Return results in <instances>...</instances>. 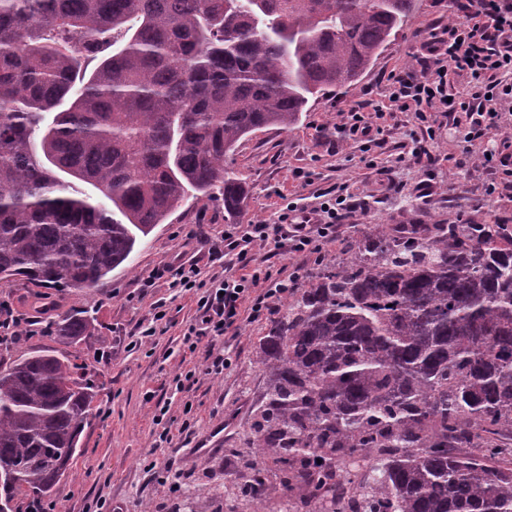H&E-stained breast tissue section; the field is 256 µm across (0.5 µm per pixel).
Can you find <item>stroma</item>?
Returning <instances> with one entry per match:
<instances>
[{"instance_id":"1","label":"stroma","mask_w":512,"mask_h":512,"mask_svg":"<svg viewBox=\"0 0 512 512\" xmlns=\"http://www.w3.org/2000/svg\"><path fill=\"white\" fill-rule=\"evenodd\" d=\"M438 18L459 22L453 0H419L403 34L387 45L358 83L328 89L291 129L264 128L239 142L231 158V169L244 188L237 223H274L284 197L344 186L354 207L339 238L324 247L327 258L346 248L360 224H384L395 230L414 224L428 234L451 224H504L512 229V181H499L495 196L486 197L491 170L467 159L465 145L444 113L432 115V140L409 112L386 115L383 133L369 147L336 132L350 108L382 104L389 73L418 69L421 46ZM421 143L435 159L428 170L413 154ZM451 157L463 160V167L449 166ZM381 168L389 170L392 189L379 186L376 172ZM299 169L311 172V184L295 178ZM227 222L221 195H191L138 246L125 269L114 271L95 288H45L37 294L18 281L0 283V303L38 320L36 335H22L0 346V364L9 365L35 348L71 354L95 386L70 475L49 496L55 512H171L183 490L210 480L223 482L224 451L239 447L246 438L264 391L255 349L271 319L245 321L236 337L225 338L232 366L224 374L209 375L208 341L193 351L183 342L184 331L197 315L196 296L169 288L164 278L147 290L142 284L178 254L198 261L204 275L222 274L221 263L210 262L196 246L184 245L178 232L198 224L217 238ZM156 302L164 304L166 320L158 322L151 340L134 345L140 323L147 321ZM76 310L87 312L94 328L74 343L60 337L55 325ZM186 373L193 376L190 390L176 392L174 377ZM160 398L171 399L172 404L157 426L152 417ZM186 421L192 424L188 435L181 431ZM164 428L169 439L163 443L158 435ZM169 460L179 473L180 489L167 494L146 467Z\"/></svg>"}]
</instances>
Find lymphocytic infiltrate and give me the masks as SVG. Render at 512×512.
Instances as JSON below:
<instances>
[{"mask_svg": "<svg viewBox=\"0 0 512 512\" xmlns=\"http://www.w3.org/2000/svg\"><path fill=\"white\" fill-rule=\"evenodd\" d=\"M454 4L463 22L431 24L421 70L390 74L388 105L376 107L375 114L410 112L425 125L432 113H447L463 142L479 147L481 164L511 178L512 155L490 152L482 144L491 131L512 125V111L502 106L503 101L512 100V0H454ZM454 76L467 81L464 97L448 96ZM352 207L350 196L343 191L324 192L311 203L299 198L288 202L277 223L228 225L220 241L212 244L198 231L186 233V241L207 245L210 261L229 255L236 258L234 269L206 280L194 262L177 259L161 269L170 287L197 297L198 316L184 332L183 341L193 350L202 339H210L211 372L223 373L232 364L225 349L217 347V340L238 330L243 316L259 318L276 300L285 298L297 286L305 262L321 257L324 245L335 242ZM268 243L287 248L296 257L291 272L276 273L256 264L254 246Z\"/></svg>", "mask_w": 512, "mask_h": 512, "instance_id": "obj_1", "label": "lymphocytic infiltrate"}]
</instances>
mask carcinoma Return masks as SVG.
I'll use <instances>...</instances> for the list:
<instances>
[{"mask_svg": "<svg viewBox=\"0 0 512 512\" xmlns=\"http://www.w3.org/2000/svg\"><path fill=\"white\" fill-rule=\"evenodd\" d=\"M416 6L0 0V280L93 288L190 193L236 217L239 141L357 83ZM356 233L259 340L254 465L206 507L512 512V232ZM76 369L42 348L0 369V512L68 477L94 396Z\"/></svg>", "mask_w": 512, "mask_h": 512, "instance_id": "1", "label": "carcinoma"}]
</instances>
